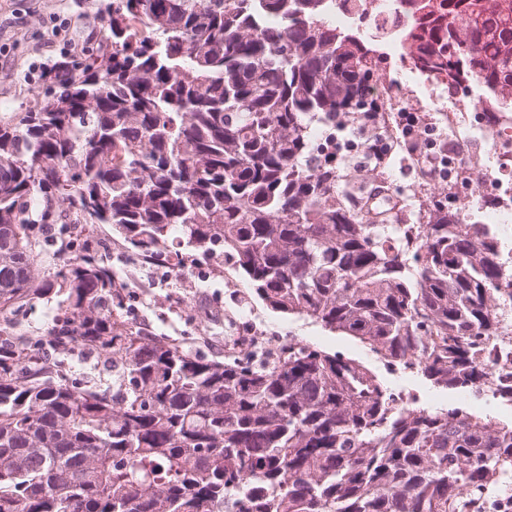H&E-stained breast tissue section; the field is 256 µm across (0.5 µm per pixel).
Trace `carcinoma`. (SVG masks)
Returning a JSON list of instances; mask_svg holds the SVG:
<instances>
[{
    "mask_svg": "<svg viewBox=\"0 0 512 512\" xmlns=\"http://www.w3.org/2000/svg\"><path fill=\"white\" fill-rule=\"evenodd\" d=\"M400 65L512 112V0H404ZM328 0H112L103 40L0 119V512H467L512 472V422L406 409L293 336L194 354L127 321L97 241L178 274L201 255L273 312L475 392L507 274L440 200L417 230L345 180L336 128L383 126L384 58ZM329 130L319 142L314 127ZM369 175L388 146L363 138ZM55 301L43 333L14 318ZM112 383L78 380L72 356Z\"/></svg>",
    "mask_w": 512,
    "mask_h": 512,
    "instance_id": "1",
    "label": "carcinoma"
}]
</instances>
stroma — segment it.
Returning <instances> with one entry per match:
<instances>
[{"label": "stroma", "instance_id": "stroma-1", "mask_svg": "<svg viewBox=\"0 0 512 512\" xmlns=\"http://www.w3.org/2000/svg\"><path fill=\"white\" fill-rule=\"evenodd\" d=\"M109 0H0V113L23 112L32 92L44 84L54 65L98 45L103 35L101 8ZM206 283H188L173 293L163 271L145 276L135 260L121 269L123 315L152 326L154 333L185 339L206 357L224 355V336L256 332L276 342L294 336L323 350L355 358L372 369L391 388H403L429 397L432 405L469 409L472 393L434 387L419 374H401L384 364L354 340L324 331L309 321L271 312L247 296V285L231 271L212 272Z\"/></svg>", "mask_w": 512, "mask_h": 512}]
</instances>
